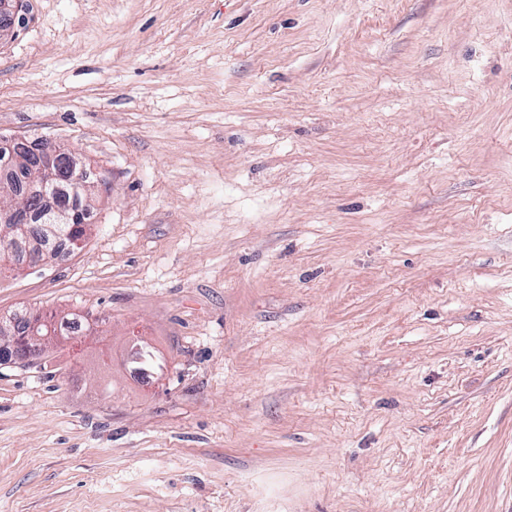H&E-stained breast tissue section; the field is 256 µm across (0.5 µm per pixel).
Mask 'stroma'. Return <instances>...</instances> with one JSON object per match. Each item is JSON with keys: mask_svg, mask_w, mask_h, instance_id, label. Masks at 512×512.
Returning <instances> with one entry per match:
<instances>
[{"mask_svg": "<svg viewBox=\"0 0 512 512\" xmlns=\"http://www.w3.org/2000/svg\"><path fill=\"white\" fill-rule=\"evenodd\" d=\"M24 2L92 217L0 316L90 327L0 365V512H512V0Z\"/></svg>", "mask_w": 512, "mask_h": 512, "instance_id": "stroma-1", "label": "stroma"}]
</instances>
